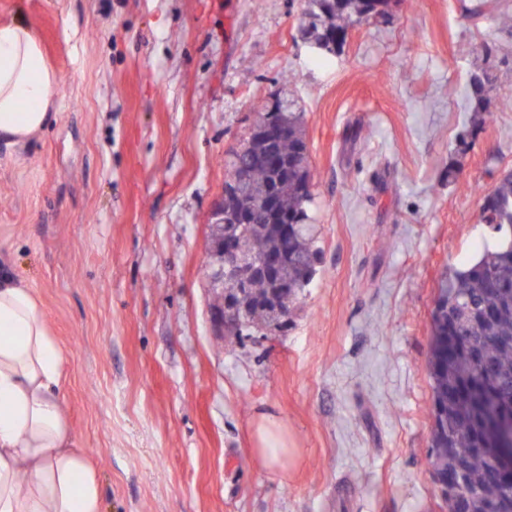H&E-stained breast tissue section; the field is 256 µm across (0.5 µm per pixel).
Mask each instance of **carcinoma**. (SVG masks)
Wrapping results in <instances>:
<instances>
[{
	"label": "carcinoma",
	"instance_id": "cac0c4a2",
	"mask_svg": "<svg viewBox=\"0 0 512 512\" xmlns=\"http://www.w3.org/2000/svg\"><path fill=\"white\" fill-rule=\"evenodd\" d=\"M367 2L305 0L299 33L317 39L326 31L344 36L366 20ZM470 90L474 110L479 112L486 90L481 75H471ZM288 102L290 111L277 116L288 125V136L277 143L280 157L288 159V175L278 176L268 169L264 143L248 137L226 164L224 210L246 211L267 188L276 192L280 212L291 221L288 237H282L275 221L259 218L240 242L243 250L256 256L282 257L278 279L288 285L285 292L295 300L316 275L319 250L318 229L310 214L314 196L301 113L295 99ZM242 167L253 172V180L248 191L238 194L233 180ZM485 213L490 215L489 231L496 242L480 243L475 257L444 273L431 315L428 465L436 481L449 488L443 495L446 512H512V471L496 481L488 479L482 427L458 395L466 371L487 392L494 410L512 413V169L503 171L483 195L480 214ZM268 291L264 278L251 279V308L229 333L255 324L280 323L279 313L261 302ZM456 458L470 460L465 472L452 469L450 461Z\"/></svg>",
	"mask_w": 512,
	"mask_h": 512
}]
</instances>
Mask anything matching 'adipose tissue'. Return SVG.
Returning a JSON list of instances; mask_svg holds the SVG:
<instances>
[{
	"mask_svg": "<svg viewBox=\"0 0 512 512\" xmlns=\"http://www.w3.org/2000/svg\"><path fill=\"white\" fill-rule=\"evenodd\" d=\"M58 85L32 24L0 22V140L22 146L45 130ZM63 368L34 290L0 274V512H103L99 475L63 412Z\"/></svg>",
	"mask_w": 512,
	"mask_h": 512,
	"instance_id": "obj_1",
	"label": "adipose tissue"
}]
</instances>
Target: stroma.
Wrapping results in <instances>:
<instances>
[{"label":"stroma","mask_w":512,"mask_h":512,"mask_svg":"<svg viewBox=\"0 0 512 512\" xmlns=\"http://www.w3.org/2000/svg\"><path fill=\"white\" fill-rule=\"evenodd\" d=\"M304 0H0L60 75L0 141V267L61 346L103 512H445L429 471L438 280L512 169V0H390L319 61ZM490 76L474 125L469 76ZM298 99L320 271L284 330L213 332L212 211L275 91ZM282 423L287 475L254 451Z\"/></svg>","instance_id":"35a3bbf8"}]
</instances>
